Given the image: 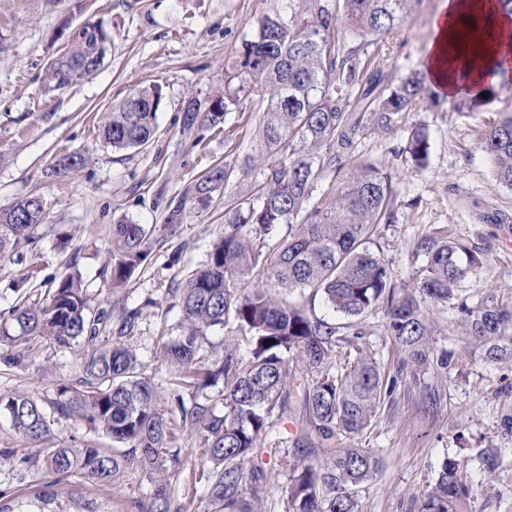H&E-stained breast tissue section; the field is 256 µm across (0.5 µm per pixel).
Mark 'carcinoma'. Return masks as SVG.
<instances>
[{
    "label": "carcinoma",
    "mask_w": 512,
    "mask_h": 512,
    "mask_svg": "<svg viewBox=\"0 0 512 512\" xmlns=\"http://www.w3.org/2000/svg\"><path fill=\"white\" fill-rule=\"evenodd\" d=\"M420 2L288 0L290 18L260 19L254 39L226 70L224 90L192 96L182 108L185 129H215L239 109L243 96L258 95L266 102L257 124L259 153L242 169L227 162L213 166L185 188L161 226L126 217L112 225V264L103 274L116 294L146 260L157 228L180 223L187 207L208 210L239 173L263 167L256 193L225 211L224 229L206 261L184 279L179 338L158 345L159 355L177 366L184 388L222 385L210 404L188 407L173 394L183 427L203 440L207 512H259L268 479L263 457L282 452L277 422L296 406L303 409L296 443H307L312 460L290 469L284 512H360V493L380 459L351 441L372 425L392 394L361 341L360 321L376 310L415 381L434 364L453 363V353H434L422 308L427 300L456 308L485 363L512 360V300L491 293L473 306L461 297L462 282L484 266V254L444 229L428 230L414 242L412 254L421 263L406 290L374 251L381 225L396 221L392 167L349 156L363 132L386 134L420 101L435 98L426 73L413 70L386 83L382 70L366 72L360 58L370 46L382 49ZM349 36L358 44L348 46ZM108 40L95 23L76 29L49 65V82L62 88L97 70ZM161 103L157 84L129 93L101 117L103 142L115 150L147 146ZM476 133L493 180L512 189V111L480 124ZM430 148L424 125L406 129L401 155L412 169L427 167ZM85 162L83 154L70 153L53 173L77 172ZM324 180L329 188L310 203ZM45 213V202L34 195L0 209V257L33 245ZM50 283L45 295L0 317V345L9 349L0 364L26 366L23 345L37 338L58 348L81 346L82 370L75 381L57 385L50 400L26 392L0 395V416L35 449L20 462L55 477L30 499L5 503L0 493V512H107L80 497L62 502L51 486L69 477L110 485L130 468L149 473L152 488L147 500L129 507L171 512L180 458L155 388L130 346L141 310L122 308L114 333L112 308L91 307L79 270ZM318 297L344 321L317 315L312 303ZM217 329L227 332L224 355L206 361L204 345ZM61 418L110 438L112 449L59 446L54 425ZM470 494L459 463L446 461L417 512H461Z\"/></svg>",
    "instance_id": "carcinoma-1"
}]
</instances>
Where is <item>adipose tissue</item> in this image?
Segmentation results:
<instances>
[{
  "label": "adipose tissue",
  "mask_w": 512,
  "mask_h": 512,
  "mask_svg": "<svg viewBox=\"0 0 512 512\" xmlns=\"http://www.w3.org/2000/svg\"><path fill=\"white\" fill-rule=\"evenodd\" d=\"M483 9V0H442L433 22L436 36L427 51L426 70L444 95L452 97L463 89L478 94L486 84L497 82V74L473 55L477 40L498 53L501 68L512 67V18L498 17L488 34L471 30L467 18L479 17Z\"/></svg>",
  "instance_id": "obj_1"
}]
</instances>
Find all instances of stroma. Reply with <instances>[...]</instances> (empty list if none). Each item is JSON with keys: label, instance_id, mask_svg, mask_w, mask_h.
Segmentation results:
<instances>
[{"label": "stroma", "instance_id": "stroma-1", "mask_svg": "<svg viewBox=\"0 0 512 512\" xmlns=\"http://www.w3.org/2000/svg\"><path fill=\"white\" fill-rule=\"evenodd\" d=\"M441 0H422L403 30L390 35L392 58L380 61L386 81L424 67L434 37L433 17ZM288 0H0V208L26 195L42 197L45 222L25 262L0 260V314L25 295L39 291L24 281L30 263L43 275L62 276L71 267L83 274L91 306L141 307L130 341L145 365L158 401L170 422L179 451L174 507L203 512L202 440L184 434L171 405L179 373L157 355L160 341L180 335L176 289L183 277L207 258L210 242L224 227V208L250 197L260 173L230 183L209 210H184L175 234L157 233L151 253L125 294L113 297L103 273L111 263L112 224L126 216L141 224H164L171 200L218 162L240 161L250 153L255 126L264 109L248 96L241 111L228 113L231 135L209 130L203 137L182 130L181 108L188 96L204 97L224 84V69L242 44L253 38L260 19L287 14ZM102 24L112 36L104 65L52 94L43 91L47 63L61 51L74 28ZM157 82L163 87L158 132L142 149L112 151L98 135L102 112L130 91ZM494 101L471 110L462 98L421 102L406 113L399 128L387 134L364 132L353 160H386L395 171L397 213L381 230L380 252L397 282L410 285L416 264L414 241L422 231L447 228L487 257L484 268L464 283L470 303L489 293L512 296V189L495 184L488 162L476 145L479 122L512 111V80L498 79ZM415 123L428 130L427 167L412 171L397 152L405 129ZM85 155L76 174L52 175L69 152ZM70 234L59 247V234ZM435 352H455L453 368H431L421 382L410 380L402 355L385 333L382 313L362 323L366 341L386 381L395 385L376 419L357 443L371 449L382 467L360 495L361 512H416V503L438 476L445 458L456 459L468 474L471 497L463 512H512V361L486 364L463 335L452 306L425 303ZM26 367L0 366V393L25 391L47 400L58 384L75 380L83 361L81 348L58 350L33 341ZM29 447L0 416V491L30 497L46 483L45 475L19 466L17 455ZM290 452L287 460L268 464L261 512H284L288 465L307 460ZM151 489L148 474L127 470L114 484L85 489L76 478L58 483L69 492L128 512L130 500Z\"/></svg>", "mask_w": 512, "mask_h": 512}]
</instances>
